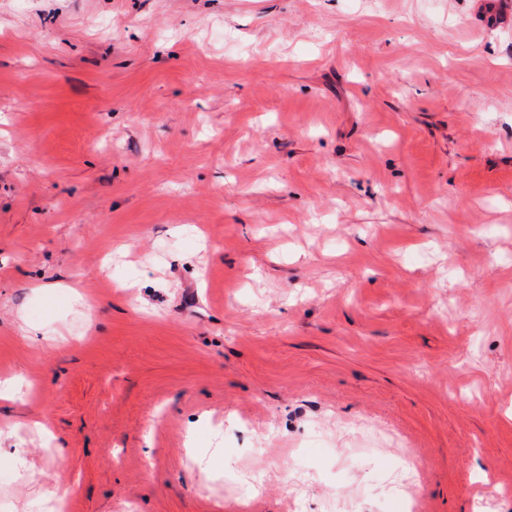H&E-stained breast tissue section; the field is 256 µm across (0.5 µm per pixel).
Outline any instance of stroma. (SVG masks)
<instances>
[{"label": "stroma", "mask_w": 512, "mask_h": 512, "mask_svg": "<svg viewBox=\"0 0 512 512\" xmlns=\"http://www.w3.org/2000/svg\"><path fill=\"white\" fill-rule=\"evenodd\" d=\"M12 377L7 512H512V0H0Z\"/></svg>", "instance_id": "35a3bbf8"}]
</instances>
